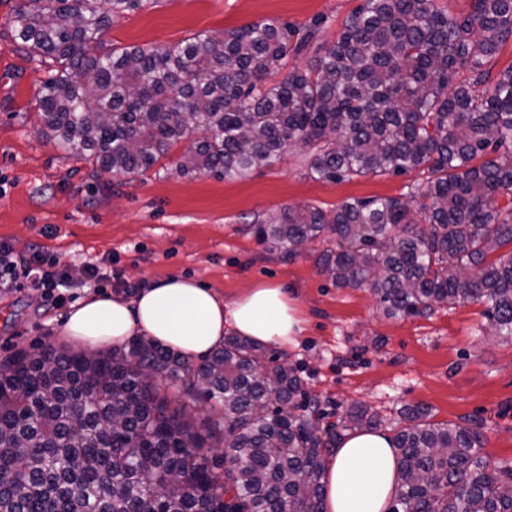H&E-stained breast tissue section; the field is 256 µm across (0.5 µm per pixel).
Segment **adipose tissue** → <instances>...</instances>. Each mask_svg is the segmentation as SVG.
<instances>
[{
    "label": "adipose tissue",
    "mask_w": 512,
    "mask_h": 512,
    "mask_svg": "<svg viewBox=\"0 0 512 512\" xmlns=\"http://www.w3.org/2000/svg\"><path fill=\"white\" fill-rule=\"evenodd\" d=\"M258 343L287 345L302 331L285 289L252 288L232 302L195 279L172 275L135 297L92 296L73 305L65 334L83 347L122 342L140 333L188 355L222 344L227 330ZM325 512H388L397 492L393 442L383 432L345 436L328 459Z\"/></svg>",
    "instance_id": "adipose-tissue-1"
}]
</instances>
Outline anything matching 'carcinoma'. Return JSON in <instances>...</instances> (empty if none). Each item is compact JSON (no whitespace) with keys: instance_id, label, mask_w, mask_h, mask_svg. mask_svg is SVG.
Here are the masks:
<instances>
[{"instance_id":"cac0c4a2","label":"carcinoma","mask_w":512,"mask_h":512,"mask_svg":"<svg viewBox=\"0 0 512 512\" xmlns=\"http://www.w3.org/2000/svg\"><path fill=\"white\" fill-rule=\"evenodd\" d=\"M144 0H20L14 41L56 67L39 99L45 134L114 175L193 143L182 171L235 179L310 150V175L426 174L410 199H350L327 212L287 208L253 225L288 259L340 288L368 287L391 316L480 301L512 335V67L491 63L512 37V0H363L305 69L271 77L314 33L269 21L163 48L103 49L110 19ZM507 200L500 207L499 198ZM419 198L425 224L412 217ZM495 259H490V256ZM0 371V512H323L327 456L346 430L380 416L354 406L319 433L317 403L294 369L239 335L199 359L134 335L112 351L20 350ZM220 416L193 431L186 400ZM305 414L298 415L296 411ZM404 410L394 438L390 512H512V467L480 454L479 431Z\"/></svg>"}]
</instances>
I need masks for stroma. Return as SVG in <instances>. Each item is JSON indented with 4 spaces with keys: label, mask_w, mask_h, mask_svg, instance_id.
I'll use <instances>...</instances> for the list:
<instances>
[{
    "label": "stroma",
    "mask_w": 512,
    "mask_h": 512,
    "mask_svg": "<svg viewBox=\"0 0 512 512\" xmlns=\"http://www.w3.org/2000/svg\"><path fill=\"white\" fill-rule=\"evenodd\" d=\"M18 0H0V242L22 255L38 246L80 274L86 260L110 255L129 285L171 275L198 280L225 301L258 285L284 288L303 330L275 346L318 399L322 425L356 404L395 434L400 411L428 407L434 423L476 428L482 455L512 466V336L491 328L480 302L437 308L428 317L385 315L367 288H339L316 264L322 242L293 259L258 242L253 225L287 207L329 210L349 198L405 197L419 171L318 180L306 150L234 180L184 174L187 143L147 171L112 175L41 134L38 99L52 64L30 58L11 36ZM363 0H147L111 19L106 47L169 46L260 20L316 36L290 55L280 77L305 68L338 37ZM70 304L54 305L27 283L0 290V361L33 345L68 344Z\"/></svg>",
    "instance_id": "obj_1"
}]
</instances>
